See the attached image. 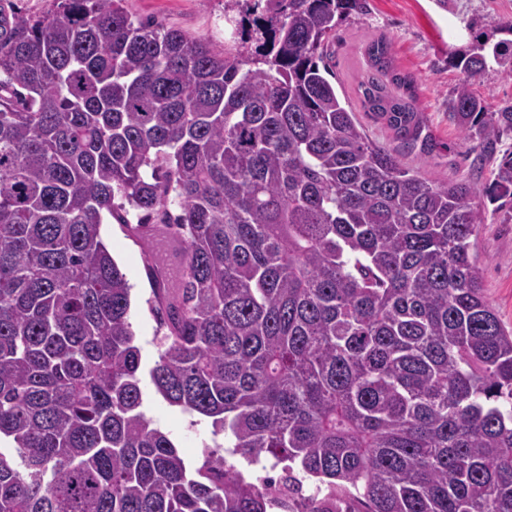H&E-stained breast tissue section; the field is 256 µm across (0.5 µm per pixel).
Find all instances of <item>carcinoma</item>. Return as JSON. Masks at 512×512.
<instances>
[{"label":"carcinoma","instance_id":"cac0c4a2","mask_svg":"<svg viewBox=\"0 0 512 512\" xmlns=\"http://www.w3.org/2000/svg\"><path fill=\"white\" fill-rule=\"evenodd\" d=\"M243 2L254 50L231 17L221 54L123 0H0V512H294L290 474L259 486L219 447L191 469L141 410L145 373L233 453L327 485L329 512H512V330L472 260L480 191L406 167L327 79L368 0ZM501 32L455 67L511 75ZM367 55L364 109L427 149L387 39ZM451 116L490 151L512 131L466 82ZM493 175L512 200V151ZM127 206L183 243L147 370L101 236Z\"/></svg>","mask_w":512,"mask_h":512}]
</instances>
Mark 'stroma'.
Masks as SVG:
<instances>
[{
  "label": "stroma",
  "instance_id": "obj_1",
  "mask_svg": "<svg viewBox=\"0 0 512 512\" xmlns=\"http://www.w3.org/2000/svg\"><path fill=\"white\" fill-rule=\"evenodd\" d=\"M369 5L368 14L349 18L336 32L332 83L337 92L346 97L373 141L391 143L385 123L364 112L358 90L368 68L365 48L373 38L385 36L396 67L414 80L416 105L436 142L431 155L408 153L404 163L432 181L467 180L488 186L493 160L463 136L450 117L449 102L466 82L490 110L511 105L512 76L490 69L470 78L453 65L451 56L477 41L499 39L500 25L512 21V0H369ZM226 6L227 0H124L132 19H153L208 42L217 51L224 48ZM478 203L485 222L471 239L474 265L484 296L503 325L512 329V206L497 208L484 196ZM136 221L132 211L123 224L105 218L101 234L131 286L130 322L142 361L150 366L158 358L164 329L154 311L147 239L135 231ZM143 409L190 467L200 466L205 450L224 442L211 418L169 405L149 383L143 387Z\"/></svg>",
  "mask_w": 512,
  "mask_h": 512
}]
</instances>
